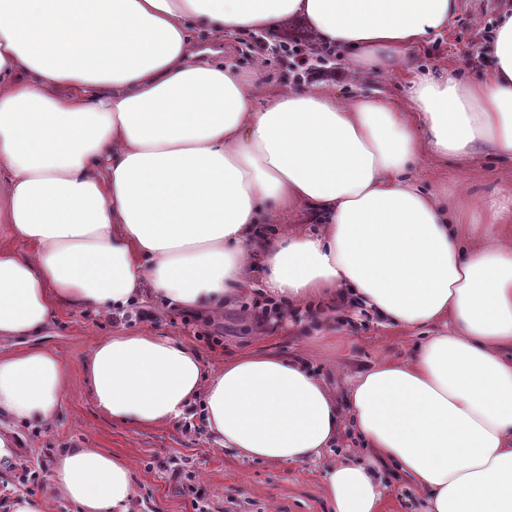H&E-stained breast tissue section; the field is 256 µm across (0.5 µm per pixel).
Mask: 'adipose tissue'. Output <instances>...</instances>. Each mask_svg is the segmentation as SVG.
<instances>
[{"label":"adipose tissue","instance_id":"adipose-tissue-1","mask_svg":"<svg viewBox=\"0 0 512 512\" xmlns=\"http://www.w3.org/2000/svg\"><path fill=\"white\" fill-rule=\"evenodd\" d=\"M459 0H0V475L21 430L52 427L70 385L40 345L58 305L110 312L143 297L220 312L255 293L415 331L402 358L343 399L306 362L263 349L205 369L189 342L95 337L81 363L98 411L153 427L201 405L244 460L318 461L342 430L363 445L323 476L332 512H383L392 467L423 512H512V195L450 210L421 160L512 158V7L465 80L415 64ZM306 27L351 62L397 72L406 104L322 84L254 102L224 62L240 31ZM209 38L198 42L193 28ZM302 215L307 228L289 217ZM282 224L271 236L266 225ZM133 512L128 460L67 448L44 495L6 512Z\"/></svg>","mask_w":512,"mask_h":512}]
</instances>
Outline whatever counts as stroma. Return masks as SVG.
<instances>
[{
  "instance_id": "1",
  "label": "stroma",
  "mask_w": 512,
  "mask_h": 512,
  "mask_svg": "<svg viewBox=\"0 0 512 512\" xmlns=\"http://www.w3.org/2000/svg\"><path fill=\"white\" fill-rule=\"evenodd\" d=\"M501 2L460 0L443 37L418 50L417 63L479 75L481 66L470 49L493 28ZM252 41L248 33L233 36L224 60L256 75V103H263L272 90L300 85L299 72L288 56L254 54ZM418 176L426 189L447 194L449 203L467 209L490 197L512 194V159L490 153L452 157L437 168L425 161ZM256 303V298H244L225 309L223 316L207 320L173 308L158 310L151 319L137 311L116 318L91 308L59 306L43 342L59 352L71 392L50 429L23 431V448L7 479L13 491L42 493L63 449L101 448L130 462L140 512H331L322 493V474L326 464L336 461V453L317 463L295 465L245 461L213 443L200 409L172 425L117 424L97 411L83 382L81 362L94 337L145 327L192 341L212 368L248 347L299 354L340 388L372 363L406 354L413 343L410 330L380 325L364 311L337 313L334 321L322 326L304 311L262 322L252 311ZM25 471L35 473V480L19 483Z\"/></svg>"
}]
</instances>
